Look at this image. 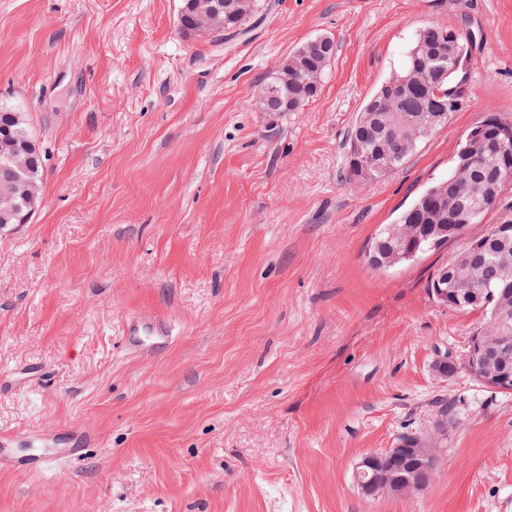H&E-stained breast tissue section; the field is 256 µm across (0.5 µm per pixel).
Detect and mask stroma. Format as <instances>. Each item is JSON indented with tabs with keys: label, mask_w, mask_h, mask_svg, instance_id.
Returning a JSON list of instances; mask_svg holds the SVG:
<instances>
[{
	"label": "stroma",
	"mask_w": 512,
	"mask_h": 512,
	"mask_svg": "<svg viewBox=\"0 0 512 512\" xmlns=\"http://www.w3.org/2000/svg\"><path fill=\"white\" fill-rule=\"evenodd\" d=\"M221 41L177 28L180 0H0V106L44 154L30 224L0 232V512H512V392L435 364L481 311L428 283L458 243L378 270L366 254L467 132L512 120V0H259ZM470 38L471 78L406 163L350 177L347 135L412 37ZM335 55L299 112L254 101L296 47ZM171 325L161 355L125 319ZM415 497H363L358 460L433 430ZM78 429V461H18ZM126 345L136 353L153 355L166 350L173 336L166 320L158 315L138 313L125 326Z\"/></svg>",
	"instance_id": "stroma-1"
}]
</instances>
